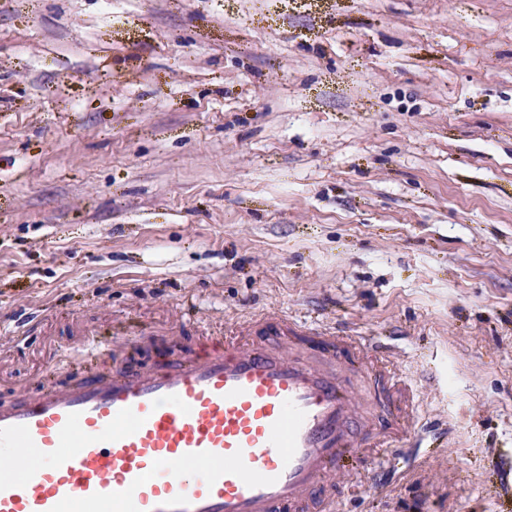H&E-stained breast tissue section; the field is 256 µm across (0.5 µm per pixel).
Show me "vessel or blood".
<instances>
[{
  "mask_svg": "<svg viewBox=\"0 0 512 512\" xmlns=\"http://www.w3.org/2000/svg\"><path fill=\"white\" fill-rule=\"evenodd\" d=\"M266 317L189 357L0 407V458L38 463L0 477V512H336L337 475L384 486L432 447L397 414L395 373L361 336H315Z\"/></svg>",
  "mask_w": 512,
  "mask_h": 512,
  "instance_id": "obj_1",
  "label": "vessel or blood"
}]
</instances>
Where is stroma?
Wrapping results in <instances>:
<instances>
[{"mask_svg": "<svg viewBox=\"0 0 512 512\" xmlns=\"http://www.w3.org/2000/svg\"><path fill=\"white\" fill-rule=\"evenodd\" d=\"M261 314L447 436L339 512H512V0H0V404Z\"/></svg>", "mask_w": 512, "mask_h": 512, "instance_id": "obj_1", "label": "stroma"}]
</instances>
